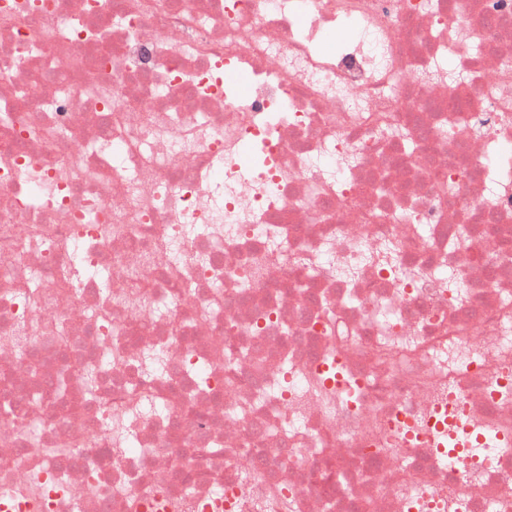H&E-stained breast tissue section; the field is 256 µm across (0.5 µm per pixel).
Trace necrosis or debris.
<instances>
[{"label": "necrosis or debris", "mask_w": 512, "mask_h": 512, "mask_svg": "<svg viewBox=\"0 0 512 512\" xmlns=\"http://www.w3.org/2000/svg\"><path fill=\"white\" fill-rule=\"evenodd\" d=\"M152 503L512 512V0H0V512Z\"/></svg>", "instance_id": "4bbe7bcc"}]
</instances>
